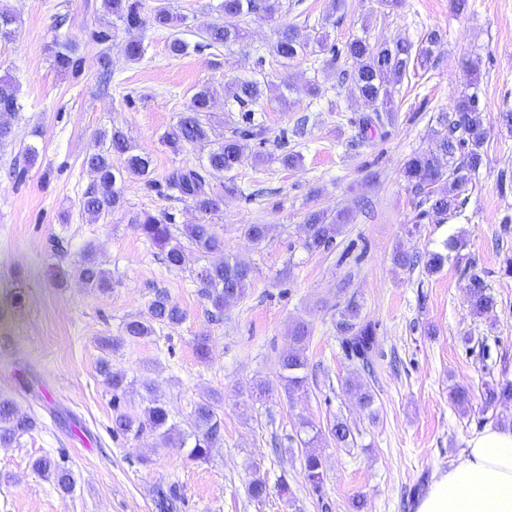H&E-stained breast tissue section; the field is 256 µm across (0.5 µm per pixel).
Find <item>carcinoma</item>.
I'll use <instances>...</instances> for the list:
<instances>
[{"label":"carcinoma","instance_id":"1","mask_svg":"<svg viewBox=\"0 0 512 512\" xmlns=\"http://www.w3.org/2000/svg\"><path fill=\"white\" fill-rule=\"evenodd\" d=\"M106 12L121 19L129 29L142 25L141 0H103ZM280 9L279 0H221L218 4L220 19L204 32L208 45H229L242 42L247 35L245 29L233 22L251 13L263 12L274 15ZM152 23L157 27H168L177 21L169 9L167 0H156L153 7ZM17 18L10 11L0 9V42L11 41L15 37ZM55 63L60 69H68L75 64L73 55L76 44L63 33L57 36ZM307 44L299 41L294 30L286 26L278 32L273 46L275 55L283 60H292L305 52ZM431 49L422 47L413 51V45L404 41H369L366 38H353L344 46V55L349 70L346 78L350 81L352 93L366 107L369 114L363 117V127L368 128L381 120V113L391 112L394 107L393 88L406 75L412 58L426 59ZM264 91L256 79L243 80L233 88L232 98L243 108L241 126L234 135L224 139L205 157L200 168L182 167L173 170L165 178L168 196L175 200L190 201L202 215H210L224 206V196L214 193L206 182L203 172L212 169L230 173L236 169L248 148L250 140H265L266 128L254 118V110L246 106L259 103ZM214 103L213 90L204 85L191 98L187 111L182 113L176 125L165 134L168 145L175 151L185 145L209 142V126L203 121V114L210 111ZM19 88L10 79H0V140L8 137L11 126L4 116L19 111ZM435 147L411 155L405 162L402 174L408 184L422 194L420 204L429 212L440 215H455L462 208L461 199L471 177L478 174L484 164V145L488 130L485 117L479 106L478 93L464 92L455 98L446 111L436 117ZM84 165L93 176V185L84 193L82 207L84 213L93 220L112 214L124 207L122 188L118 182L123 174L147 177L152 173V159L139 153L128 143L119 131L102 132L84 159ZM350 215L339 211L330 218L322 210L306 214L303 224V247L309 252L321 251L336 242L342 229L349 222ZM130 223L136 230L157 247L170 267L182 266L184 249L181 242L173 237L171 219L150 212L133 215ZM188 241L205 254L224 252V238L213 224H189L186 227ZM465 243L459 235H451L444 243L442 251H428L424 254H409L397 251L393 264L406 268L422 265L429 275L441 270L450 253L463 249ZM468 283L466 300L472 312L481 315L496 305L495 298L488 292V286L476 267V260L468 262ZM75 276L82 283L100 293L112 289V280L93 258V247L87 246L81 263L70 269L57 270V278L65 280ZM252 268L245 262L223 257L220 261L204 266L196 278L201 293L218 312L230 303L242 298L250 284ZM149 317L145 320L133 319L125 324V334L130 338H142L155 333V325L175 326L186 318V312L167 295L159 293L150 302ZM291 347L278 361L282 378L288 389L299 390L307 380V343L310 329L306 322L296 321L288 329ZM336 334L345 356L369 365L378 346L377 324L365 319L360 305L353 299L347 301L336 319ZM98 372L112 390V436L127 440L137 439L145 431L158 434L168 441L180 437L175 425L170 423V412L165 405L149 400L142 412L133 416L123 409V397L128 383L126 375L112 368L109 359L102 358ZM483 398L486 406L512 403V380L505 379L485 387ZM196 432L188 446L187 457L192 461L208 457L212 445L220 437V422L215 407L208 401H199L193 410ZM37 426L35 419L18 412L9 399H0V447L11 445L19 437L32 432ZM32 470L51 480L63 491H70L74 480L66 468L49 456L36 458ZM303 474L309 491L322 496L323 462L314 452L308 451L303 457ZM182 496L174 484L159 485L155 489L154 505L156 512H178Z\"/></svg>","mask_w":512,"mask_h":512}]
</instances>
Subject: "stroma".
I'll list each match as a JSON object with an SVG mask.
<instances>
[{"label": "stroma", "instance_id": "obj_1", "mask_svg": "<svg viewBox=\"0 0 512 512\" xmlns=\"http://www.w3.org/2000/svg\"><path fill=\"white\" fill-rule=\"evenodd\" d=\"M218 2L169 0L184 23L166 29L148 22L155 0H142L147 22L130 33L102 0H0L18 19L15 39L0 42V78L16 82L23 105L9 119L11 138L0 142V397L38 423L0 447V512H155V487L170 483L182 494V512H413L469 438L512 421V405L489 408L481 398L486 384L512 375V231L504 229L512 220V130L499 121L512 111V0H469L462 12L453 0H398L391 8L345 0L327 26V0H281L274 17L241 19L244 42L205 47ZM288 25L308 45L291 61L270 51ZM60 30L78 43L67 70L53 58ZM100 31L107 40L97 39ZM433 33L439 42L430 62L394 87V121L363 131L366 110L338 79L345 62L320 50V36L339 48L356 36L419 47ZM132 36L146 46L138 61L124 53ZM176 37L189 43L186 54L170 53ZM471 63L488 127L485 164L460 215L423 218L403 165L433 147L435 118L467 89ZM246 79L266 87L255 117L267 129L259 151L272 160L257 163L249 150L233 173L206 172L224 205L203 217L168 198L164 185L173 169L198 165L204 150L172 152L163 135L207 85L216 100L204 120L213 140H223L240 119L230 91ZM283 91L286 108L278 102ZM115 129L152 158L153 173L125 177L124 208L93 222L81 207L93 181L83 160L100 132ZM30 145L38 150L32 165L24 155ZM287 152L302 155L301 165L283 167L278 158ZM344 207L354 219L332 249L307 252L305 213ZM143 211L171 216L177 235L201 220L216 225L225 253L252 267L245 296L222 319L212 318L196 284L207 256L189 245L184 265L168 267L129 222ZM248 224L269 225L266 240L249 241ZM458 232L466 246L439 272L394 267L396 249L439 250ZM89 245L112 279L107 293L55 277L57 268L79 264ZM472 258L497 301L479 316L466 300ZM159 293L186 311L185 321L126 336V321L147 317ZM351 297L378 330L369 410L345 388L358 370L336 337L337 313ZM298 319L311 328L308 379L291 393L278 359ZM202 336L210 345L205 360L195 351ZM104 338L112 341L107 353ZM105 356L135 382L128 412L141 413L151 395L190 432L195 402L214 403L221 438L207 461H189L178 442L164 446L150 433L113 437L112 394L97 371ZM459 386L471 393L463 409L451 401ZM339 419L353 430L345 445L324 434ZM306 421L322 431L316 442L302 429ZM309 449L324 462L320 497L303 475ZM57 454L75 479L68 494L31 469L33 459ZM256 470L269 486L260 502L248 494Z\"/></svg>", "mask_w": 512, "mask_h": 512}]
</instances>
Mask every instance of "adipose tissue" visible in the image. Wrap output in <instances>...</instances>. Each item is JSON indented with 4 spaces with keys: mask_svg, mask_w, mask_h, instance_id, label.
<instances>
[{
    "mask_svg": "<svg viewBox=\"0 0 512 512\" xmlns=\"http://www.w3.org/2000/svg\"><path fill=\"white\" fill-rule=\"evenodd\" d=\"M414 512H512V425H489L440 473Z\"/></svg>",
    "mask_w": 512,
    "mask_h": 512,
    "instance_id": "ef3b65f1",
    "label": "adipose tissue"
}]
</instances>
